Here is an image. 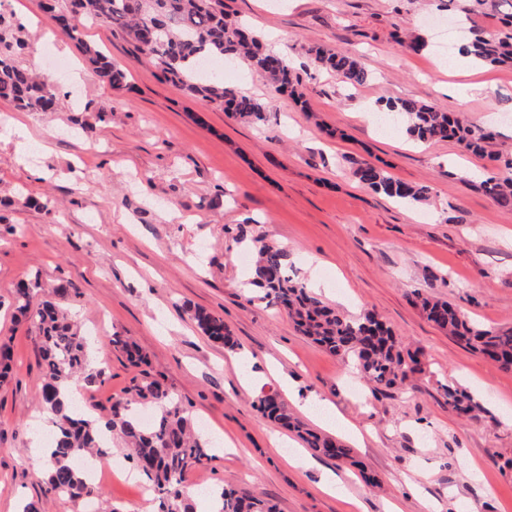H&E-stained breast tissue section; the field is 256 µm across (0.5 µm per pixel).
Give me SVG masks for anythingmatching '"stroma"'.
Wrapping results in <instances>:
<instances>
[{
  "mask_svg": "<svg viewBox=\"0 0 512 512\" xmlns=\"http://www.w3.org/2000/svg\"><path fill=\"white\" fill-rule=\"evenodd\" d=\"M42 0H0L20 25L17 60L48 76L61 94L51 113L17 111L0 99V345L11 373L0 384V512L32 502L43 512H84V503L44 494L33 459L34 424L44 420L40 358L11 304L20 281L45 291L66 284L62 304L91 334L101 384L81 393L97 415L141 371L161 377L216 447L185 487L224 485L271 499L279 512H512V373L457 344L422 315L411 292L430 288L473 324L512 328V209L474 184L487 159L451 140L418 144L382 128L367 109L386 97L413 98L476 125L494 124L496 151L512 158V68L459 62L461 38L444 35L445 0H224L233 18L287 51L308 87V108L276 92L259 73L225 66L224 82L264 100V122L247 124L162 81L103 23L89 38L128 69V89L100 84L59 33ZM424 41L413 53L399 43ZM349 52L368 72L349 86L314 67L308 47ZM455 60L453 70L440 60ZM468 93L466 104L458 94ZM110 108L97 120L95 107ZM367 158L395 179L426 184L430 200L407 206L374 194L352 174ZM53 198L47 213L17 195ZM288 253L295 279L318 275L317 294L348 315L375 312L411 351L420 372L373 390L347 363L298 334L274 301L247 287L240 263L257 241ZM317 258L310 271L308 258ZM224 318L235 348L209 340L190 310ZM131 337L148 360L130 364L112 335ZM251 365V387L240 372ZM448 385L472 393L476 417L449 410ZM275 393L314 430L341 414L356 426L355 465L313 455L302 441L271 440L286 428L256 408ZM320 399L313 414L299 402ZM304 457L290 466L291 456ZM374 475L368 485L362 472ZM342 477L333 493L324 474ZM99 512H150L151 504L113 474L94 486Z\"/></svg>",
  "mask_w": 512,
  "mask_h": 512,
  "instance_id": "stroma-1",
  "label": "stroma"
}]
</instances>
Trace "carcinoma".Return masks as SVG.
Returning a JSON list of instances; mask_svg holds the SVG:
<instances>
[{"label": "carcinoma", "instance_id": "obj_1", "mask_svg": "<svg viewBox=\"0 0 512 512\" xmlns=\"http://www.w3.org/2000/svg\"><path fill=\"white\" fill-rule=\"evenodd\" d=\"M43 0L61 35L86 56L98 81L120 90L127 83V70L87 40L89 27L102 22L120 33L132 46L136 59L156 66L164 80L189 95L245 121H261L266 106L224 85L218 74L202 71L207 60H236L262 74L279 92L307 108V88L288 55L263 48L251 31L224 15V0ZM479 6L504 16V29L485 32L468 27L466 53L485 66H512V10L500 9V0H473ZM23 41L10 25H0V99L21 112H54L61 104L55 86L32 73L16 60ZM317 66L333 71L343 82L360 85L367 72L346 53L321 47L309 49ZM382 107L400 116L408 136L418 142L455 141L464 151L487 153L496 133L487 127L466 123L433 106L410 99H387ZM358 181L373 192L401 203L420 204L429 199L430 186L402 182L368 159L355 162ZM478 189L503 208H512V176L489 175ZM252 284L273 298L288 314L296 329L326 352L348 359L376 387L391 389L421 371L417 353L405 348L390 327L375 313L349 317L325 304L288 275L286 254L273 241L258 247ZM68 289L60 285L53 296L44 294L38 280L20 283L14 298L15 316L27 323L39 351L43 373L42 405L52 416V448L44 476V492L82 502L93 493L92 483L76 466L80 456L94 458L106 453V436L119 435L127 458L156 494L162 496L161 512H195L184 496L182 484L192 469L206 466L212 447L194 430L192 418L180 400L157 378L142 373L123 395L113 398L106 421L90 410L63 398L66 387L81 390L102 382V372L91 368V351L81 328L60 306ZM413 302L426 319L448 332L456 342L479 352L504 372H512V329L481 328L463 320L446 300L420 289L412 291ZM192 318L200 332L215 343L235 346L224 318L196 308ZM112 346L134 365L144 363L136 344L114 334ZM448 407L459 414L479 409L466 390L445 388ZM258 410L268 419L289 427L318 455L359 465L352 450L333 436L312 431L294 420L277 395L258 399ZM217 508L213 512H277L276 504L245 491L220 485L209 488Z\"/></svg>", "mask_w": 512, "mask_h": 512}]
</instances>
